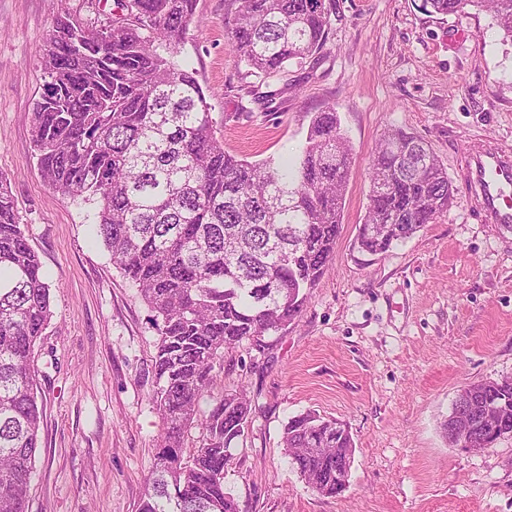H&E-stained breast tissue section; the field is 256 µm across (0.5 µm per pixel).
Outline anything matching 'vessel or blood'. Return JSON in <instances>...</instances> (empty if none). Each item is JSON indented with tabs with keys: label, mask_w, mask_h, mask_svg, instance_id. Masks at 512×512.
I'll return each instance as SVG.
<instances>
[{
	"label": "vessel or blood",
	"mask_w": 512,
	"mask_h": 512,
	"mask_svg": "<svg viewBox=\"0 0 512 512\" xmlns=\"http://www.w3.org/2000/svg\"><path fill=\"white\" fill-rule=\"evenodd\" d=\"M480 223L512 236V148L490 141L473 144L461 160Z\"/></svg>",
	"instance_id": "obj_1"
}]
</instances>
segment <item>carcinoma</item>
<instances>
[{
    "label": "carcinoma",
    "instance_id": "carcinoma-1",
    "mask_svg": "<svg viewBox=\"0 0 512 512\" xmlns=\"http://www.w3.org/2000/svg\"><path fill=\"white\" fill-rule=\"evenodd\" d=\"M228 41L247 75L264 77L324 49L336 0H234ZM197 0H113L88 27L56 17L42 48L48 75L34 104L38 169L53 190L95 204L96 237L139 289L158 333L152 400L163 423L138 512H241L225 485L230 449L252 403L214 394L224 351L295 321L325 275L342 228L352 147L334 108L311 115L305 146L285 166L224 150L193 70L177 62ZM490 12L512 41V0H423L430 15ZM453 201L448 172L421 138L390 129L371 166L359 248L387 252ZM54 317L50 285L0 180V512H27L42 410L33 354ZM512 432V379L472 384ZM212 402L208 411L201 409ZM200 445L184 455L188 433ZM284 451L317 493L336 496L346 425L307 411L288 420Z\"/></svg>",
    "mask_w": 512,
    "mask_h": 512
}]
</instances>
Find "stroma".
<instances>
[{
    "label": "stroma",
    "instance_id": "stroma-1",
    "mask_svg": "<svg viewBox=\"0 0 512 512\" xmlns=\"http://www.w3.org/2000/svg\"><path fill=\"white\" fill-rule=\"evenodd\" d=\"M421 4L336 0L319 59L270 77L247 75L227 43L233 0H198L182 40L225 150L250 162L296 155L327 106L353 148L328 272L267 349L240 344L217 372L256 407L225 475L243 512H512V437L470 452L442 433L461 387L512 377V239L476 220L460 167L474 139L512 146V42L486 12L441 19ZM111 10L110 0H0V180L55 311L35 352L44 428L28 512H136L163 428L148 307L93 241L94 205L43 181L31 136L55 18L103 22ZM395 127L431 146L454 197L435 223L371 255L357 230L372 155ZM308 410L353 437L342 496L312 490L284 455L285 423Z\"/></svg>",
    "mask_w": 512,
    "mask_h": 512
}]
</instances>
